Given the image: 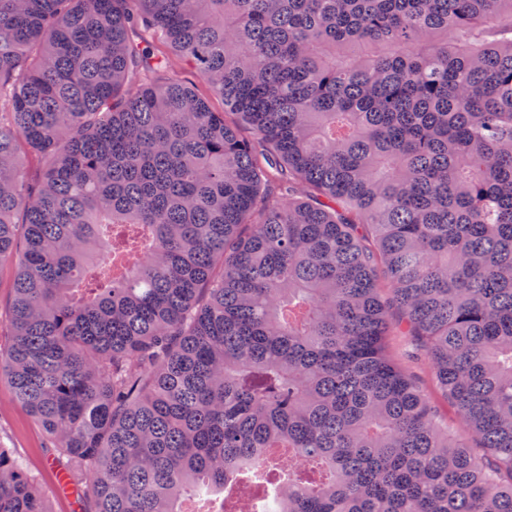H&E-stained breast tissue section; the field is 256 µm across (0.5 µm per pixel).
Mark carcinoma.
I'll return each mask as SVG.
<instances>
[{
  "mask_svg": "<svg viewBox=\"0 0 512 512\" xmlns=\"http://www.w3.org/2000/svg\"><path fill=\"white\" fill-rule=\"evenodd\" d=\"M140 29L224 111L132 84ZM14 258L0 371L80 512H512V0H0ZM0 512H49L7 448ZM387 355L408 376L418 382L439 405L447 418L448 430L453 434H462L464 426L454 410L444 402L439 390L435 387L431 369L427 359L421 351L417 350L414 342L408 336H388L386 342Z\"/></svg>",
  "mask_w": 512,
  "mask_h": 512,
  "instance_id": "carcinoma-1",
  "label": "carcinoma"
}]
</instances>
